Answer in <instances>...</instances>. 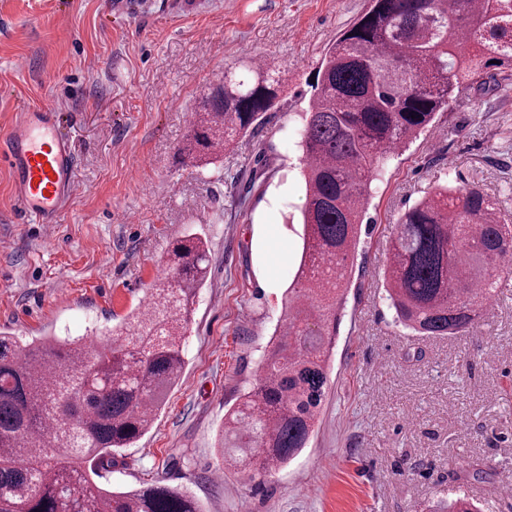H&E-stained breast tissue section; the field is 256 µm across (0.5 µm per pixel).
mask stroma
<instances>
[{
  "label": "stroma",
  "instance_id": "35a3bbf8",
  "mask_svg": "<svg viewBox=\"0 0 512 512\" xmlns=\"http://www.w3.org/2000/svg\"><path fill=\"white\" fill-rule=\"evenodd\" d=\"M368 0H0V134L55 105L76 147L75 192L52 236L17 214L0 160V332L113 328L164 272L168 245L202 238L211 268L183 342L185 366L150 431L106 479L156 480L206 512H423L467 497L512 512V284L467 336L392 321L385 237L436 186L477 185L512 210V79L494 70L391 159L356 250L319 420L264 481L221 471L224 414L262 373L302 247L298 131L323 53ZM261 59L286 92L216 162L180 163L198 100L225 67Z\"/></svg>",
  "mask_w": 512,
  "mask_h": 512
}]
</instances>
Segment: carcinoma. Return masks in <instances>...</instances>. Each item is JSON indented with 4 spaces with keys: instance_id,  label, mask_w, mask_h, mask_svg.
<instances>
[{
    "instance_id": "carcinoma-1",
    "label": "carcinoma",
    "mask_w": 512,
    "mask_h": 512,
    "mask_svg": "<svg viewBox=\"0 0 512 512\" xmlns=\"http://www.w3.org/2000/svg\"><path fill=\"white\" fill-rule=\"evenodd\" d=\"M320 60L299 130L305 202L288 315L254 389L227 411L222 469L254 478L306 444L320 413L326 362L351 278L371 183L392 154L492 68L512 70V0H369ZM203 92L177 155L214 162L262 126L284 85L252 61ZM386 300L420 336L476 328L512 277V215L476 185H442L398 219L387 243ZM210 259L189 235L167 252L147 303L89 338L0 336V512H204L161 482L113 491L100 479L146 435L184 366L182 342Z\"/></svg>"
}]
</instances>
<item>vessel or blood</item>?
Masks as SVG:
<instances>
[{
  "instance_id": "1",
  "label": "vessel or blood",
  "mask_w": 512,
  "mask_h": 512,
  "mask_svg": "<svg viewBox=\"0 0 512 512\" xmlns=\"http://www.w3.org/2000/svg\"><path fill=\"white\" fill-rule=\"evenodd\" d=\"M59 126L55 107L45 104L23 113L0 140V158L13 175L17 210L41 224L56 223L74 190L75 154Z\"/></svg>"
}]
</instances>
